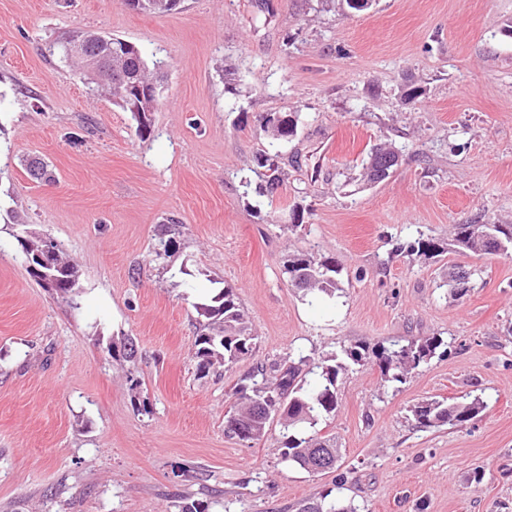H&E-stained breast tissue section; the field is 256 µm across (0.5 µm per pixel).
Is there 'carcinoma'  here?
Here are the masks:
<instances>
[{
	"instance_id": "cac0c4a2",
	"label": "carcinoma",
	"mask_w": 512,
	"mask_h": 512,
	"mask_svg": "<svg viewBox=\"0 0 512 512\" xmlns=\"http://www.w3.org/2000/svg\"><path fill=\"white\" fill-rule=\"evenodd\" d=\"M132 9L147 14L172 12L163 6L164 0H125ZM113 38L93 31H77L59 44L60 59L77 64L79 75L94 89L95 78L101 76L107 82L112 101L119 107L130 109L132 102L127 92L137 85L158 82V76L150 69L149 63L136 45L123 54L115 52ZM141 111L134 113L137 133L144 137L150 133L146 114L156 109L150 99L137 100ZM298 115L281 113L263 117L264 131L276 141H289L297 134ZM258 165L267 169V186L274 190L281 177L279 167L271 158L262 155ZM453 246L474 255L508 251L512 247V224H456L454 225ZM406 251L426 259L435 258L445 252L442 242L434 238H419L406 246ZM289 283L309 293L315 291L332 293L338 289L341 268L336 259L298 251L288 256L285 265ZM55 274L58 276V293L68 294L76 286L77 270L61 257L55 259ZM207 322L202 325L195 346V358L199 369H207L217 362L233 363L252 355L255 336L248 328L237 297L230 286L214 297V304L199 306ZM442 344L439 338L422 337L405 344L393 343L388 347L379 345L368 348L353 345L325 357L317 365L320 369L317 385L304 388V366L309 359L301 356L293 359L286 356L272 367V375L262 369L249 377L251 384L242 385L236 391L238 411L228 420L230 430L242 440H258L269 427L271 419L279 417L282 427L280 456L282 461L309 470L316 451L321 450L329 457V471L339 469L341 458L336 439L319 435L316 427L336 413L338 379L340 373L351 365L375 362L382 381L401 383L406 376L427 363ZM108 355L116 360L129 361L135 356L132 339L123 346L110 344ZM483 410L478 400L471 402H448L426 400L412 409L415 425L430 429L445 424L456 425L475 419ZM298 512H355L352 505L328 491L318 498L302 503Z\"/></svg>"
}]
</instances>
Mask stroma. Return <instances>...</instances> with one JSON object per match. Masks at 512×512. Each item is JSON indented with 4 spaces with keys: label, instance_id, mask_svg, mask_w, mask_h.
Segmentation results:
<instances>
[{
    "label": "stroma",
    "instance_id": "stroma-1",
    "mask_svg": "<svg viewBox=\"0 0 512 512\" xmlns=\"http://www.w3.org/2000/svg\"><path fill=\"white\" fill-rule=\"evenodd\" d=\"M510 24L512 0H182L171 14L0 0V512H297L336 475L283 462L278 424L229 433L236 389L288 355L419 336L442 344L405 381L369 364L340 378L318 430L342 450V497L357 512H512V256L397 250L512 224ZM88 29L161 66L150 135L60 61L58 41ZM279 112L299 116L291 141L261 127ZM375 146L402 158L371 184ZM263 155L283 179L271 200ZM165 226L177 244L160 259ZM22 236L55 240L71 295L30 277ZM301 250L336 258L335 293L291 287ZM453 265L473 272L460 297ZM227 285L256 348L203 372L196 306ZM129 338L133 360L106 353ZM430 398L485 408L416 428ZM404 251L405 247H397L398 251ZM446 247L444 244L434 238H419L415 240L413 243H410L406 246V251L412 254H416L419 257H424L425 259L435 258L442 255L445 252Z\"/></svg>",
    "mask_w": 512,
    "mask_h": 512
}]
</instances>
